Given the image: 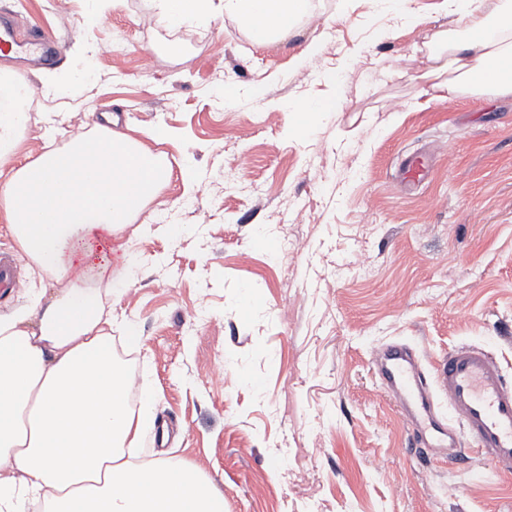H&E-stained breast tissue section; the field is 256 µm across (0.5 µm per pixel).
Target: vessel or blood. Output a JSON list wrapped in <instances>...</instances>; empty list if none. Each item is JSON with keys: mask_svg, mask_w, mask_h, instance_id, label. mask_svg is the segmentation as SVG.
Here are the masks:
<instances>
[{"mask_svg": "<svg viewBox=\"0 0 512 512\" xmlns=\"http://www.w3.org/2000/svg\"><path fill=\"white\" fill-rule=\"evenodd\" d=\"M23 47L46 63L58 57L41 34L20 45L11 22L1 17L0 56ZM374 366L381 385L411 420L410 441L419 454L452 461L464 455L486 458L497 472L512 471V377L487 347L458 345L426 373L413 347L391 342L381 346Z\"/></svg>", "mask_w": 512, "mask_h": 512, "instance_id": "b4317fda", "label": "vessel or blood"}]
</instances>
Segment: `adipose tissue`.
<instances>
[{
    "label": "adipose tissue",
    "instance_id": "adipose-tissue-1",
    "mask_svg": "<svg viewBox=\"0 0 512 512\" xmlns=\"http://www.w3.org/2000/svg\"><path fill=\"white\" fill-rule=\"evenodd\" d=\"M312 0H153L173 29L229 17L266 46L312 13ZM452 28L421 47L418 77L436 102L512 97V0L474 16L470 0H442ZM93 49L71 72L32 84L0 67V223L52 281L0 314V512H224V496L196 469L145 461L152 394L131 407V377L115 357L112 316L86 281L103 280L112 239L133 224L171 177L164 155L137 138L97 127L64 148L15 167L32 93L75 91Z\"/></svg>",
    "mask_w": 512,
    "mask_h": 512
}]
</instances>
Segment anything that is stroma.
<instances>
[{
	"mask_svg": "<svg viewBox=\"0 0 512 512\" xmlns=\"http://www.w3.org/2000/svg\"><path fill=\"white\" fill-rule=\"evenodd\" d=\"M440 2L415 0L412 26L374 0H314L312 21L261 47L230 18L169 29L152 0H0L19 36L56 38L53 71L73 69L75 46L116 45L91 59L77 99L32 105L14 165L63 146L48 115L88 132L109 112L140 140L158 125L173 133L150 145L171 177L122 234L111 276L129 288L105 303L113 336L135 333L137 390L172 427L165 446L143 437V456L197 469L224 512H512V475L411 454L372 363L392 341L429 363L468 342L512 374V98L423 94L413 56L447 24ZM323 32V51L306 55ZM261 81L266 99L218 96ZM340 86V112L312 124L297 112ZM418 154L427 176L403 181ZM187 166L200 180L191 201ZM286 239L296 252L282 253ZM1 246L24 285L0 294L3 314L40 273L0 225Z\"/></svg>",
	"mask_w": 512,
	"mask_h": 512,
	"instance_id": "obj_1",
	"label": "stroma"
}]
</instances>
